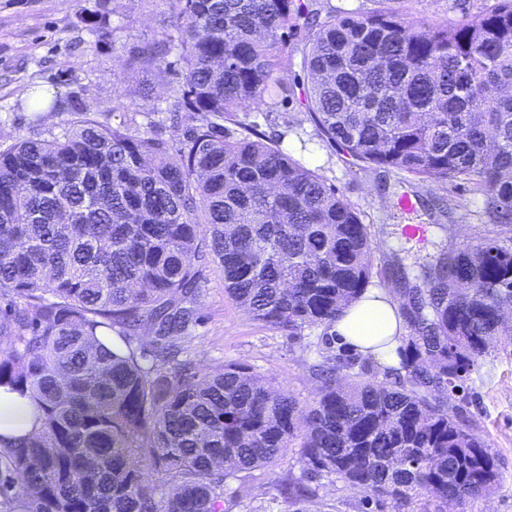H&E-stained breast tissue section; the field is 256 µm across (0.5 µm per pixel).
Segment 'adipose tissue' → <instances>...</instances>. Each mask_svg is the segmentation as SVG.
I'll return each instance as SVG.
<instances>
[{
    "mask_svg": "<svg viewBox=\"0 0 512 512\" xmlns=\"http://www.w3.org/2000/svg\"><path fill=\"white\" fill-rule=\"evenodd\" d=\"M350 349L373 358L380 367L399 364L405 321L390 288L367 289L350 304L333 327ZM42 422L29 396L0 387V448L10 449L18 439L39 434Z\"/></svg>",
    "mask_w": 512,
    "mask_h": 512,
    "instance_id": "adipose-tissue-1",
    "label": "adipose tissue"
}]
</instances>
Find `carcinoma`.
I'll list each match as a JSON object with an SVG mask.
<instances>
[{"label": "carcinoma", "instance_id": "obj_1", "mask_svg": "<svg viewBox=\"0 0 512 512\" xmlns=\"http://www.w3.org/2000/svg\"><path fill=\"white\" fill-rule=\"evenodd\" d=\"M129 67L164 77L183 132L102 123L69 101L59 131L0 149V387L28 392L41 434L0 451V512H224V487L297 449L305 479L393 512H464L500 483L498 458L448 391L478 370L512 305V247L475 234L401 294L395 381L321 366L304 406L247 365L204 372L187 342L217 269L273 328H331L373 277L369 225L288 154L234 120L292 87L288 33L312 31L301 112L357 160L443 188L467 180L512 224V0L456 24L402 13L321 16L304 0H178ZM35 112L57 96L36 94ZM229 125H224V122ZM274 490L314 497L287 475ZM176 57L168 55L162 60V67L166 71L163 82H155L153 88V95L148 104H158L160 107L165 108L168 105L166 98L169 96L170 90L173 86L182 83L179 66L176 65Z\"/></svg>", "mask_w": 512, "mask_h": 512}]
</instances>
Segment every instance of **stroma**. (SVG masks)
Segmentation results:
<instances>
[{"label":"stroma","mask_w":512,"mask_h":512,"mask_svg":"<svg viewBox=\"0 0 512 512\" xmlns=\"http://www.w3.org/2000/svg\"><path fill=\"white\" fill-rule=\"evenodd\" d=\"M494 0H314L321 13L390 7L433 23H454L464 14L491 6ZM177 11V0H0V147L30 132L57 130L69 113L38 114L30 107L31 94L49 90L67 100H79L99 121L112 119L118 99L140 84L144 76L126 74L123 84L113 75L122 71L129 55L160 40L159 20ZM107 27L123 25L120 40L95 29L93 20ZM238 121L257 124L266 135L284 134L288 151L336 186L369 224L376 248L371 287L392 290L421 284V268L440 252L454 249L463 233L491 232L512 241V229L489 228L481 217V198L470 184L449 190L386 172L342 152L304 120L298 99L270 103L261 111L237 113ZM414 195L417 212L402 215L394 206L401 193ZM448 195L453 204L446 213L429 206L432 196ZM428 228L425 241L408 242L400 227L407 223ZM197 309L200 321L192 333L195 361L206 371L238 362L268 376L300 401L317 389L314 368L329 362H353L384 379L372 359L358 357L319 328L284 331L253 320L224 290L219 274H212ZM450 412L472 420L489 448L496 453L503 480L488 497L468 505L467 512H512V335L502 337L479 372L471 374L448 399ZM295 451H287L275 469H258L250 477L233 480L224 488L227 512H296L297 507L277 497L272 485L284 475L300 476ZM315 512H392L390 504L363 500L343 483L322 482L313 502Z\"/></svg>","instance_id":"obj_1"}]
</instances>
